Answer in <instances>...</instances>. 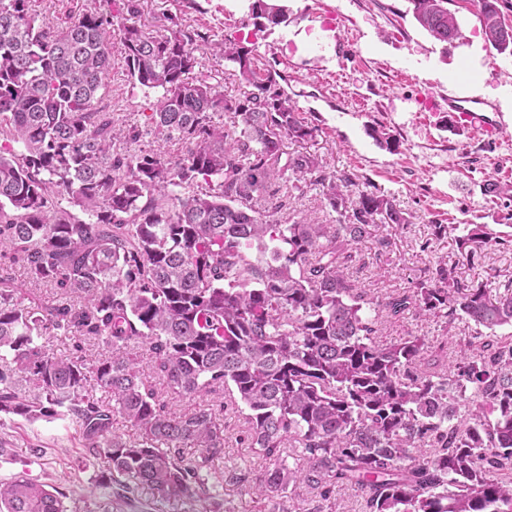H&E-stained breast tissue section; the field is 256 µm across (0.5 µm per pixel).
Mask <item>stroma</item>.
Wrapping results in <instances>:
<instances>
[{"label": "stroma", "mask_w": 512, "mask_h": 512, "mask_svg": "<svg viewBox=\"0 0 512 512\" xmlns=\"http://www.w3.org/2000/svg\"><path fill=\"white\" fill-rule=\"evenodd\" d=\"M253 0H140L133 24L163 30L180 25L204 38L195 72L239 97L249 88L232 64L212 55L210 43L227 37L255 47L259 65L279 71L284 89L319 132L314 140L288 143V151L318 155L332 170L347 172L363 190L383 193L410 217L404 227H382L385 251L374 240L358 247L352 275L368 297L384 300L426 278L437 263L454 266L466 283L503 290L512 281V247H487L467 257L456 240L465 225L484 224L512 234V198L487 192L491 182L512 184V56L490 50L474 0H451L462 35L438 43L416 22L410 0H285L289 20L255 25ZM38 23L63 26L68 16L104 13L108 0H31ZM474 97L495 109L499 126L486 133L448 112L449 93ZM156 93L132 87L120 50L112 52L108 88L99 103L115 125L139 122ZM382 130L397 149L376 140ZM444 225L436 234L435 225ZM425 337L448 361H455L476 336L474 324L408 315L382 318L379 337L393 341ZM233 436L216 470L237 466L252 477L266 460L241 447L244 420L226 415ZM0 480L24 474L65 496L66 505L111 504L112 512H186L184 505L124 479L93 485V466L79 446L76 425L62 418L16 423L0 416Z\"/></svg>", "instance_id": "35a3bbf8"}]
</instances>
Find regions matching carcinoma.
<instances>
[{
	"mask_svg": "<svg viewBox=\"0 0 512 512\" xmlns=\"http://www.w3.org/2000/svg\"><path fill=\"white\" fill-rule=\"evenodd\" d=\"M431 37L462 36L448 0H409ZM485 40L512 54L499 0H477ZM134 0L86 12L56 30L28 0H0V414L72 419L96 482L123 475L163 498L207 503L202 472L276 512L305 485L322 500L362 491L365 512H512V292L461 282L437 264L409 290L375 301L349 274L357 245L385 225L410 223L393 200L352 194V178L327 171L285 142L316 136L283 76L257 64L255 48L226 38L214 54L253 91L224 96L191 77L200 34L127 22ZM253 19L278 25L288 9L253 0ZM133 85L157 90L145 123L183 155L131 149L135 127L117 130L97 105L112 69L110 40ZM229 115L231 125L215 121ZM295 181L316 186L335 224L288 222ZM196 187L183 196L174 188ZM78 207L86 218L77 217ZM475 255L509 240L475 224L457 239ZM63 291L34 310L10 288L8 265ZM419 314L489 330L453 363H429L421 336L377 339L378 313ZM76 338L69 356L40 343ZM105 353L90 361L81 341ZM155 358L172 395L229 400L171 411L130 346ZM102 396L94 394V390ZM245 414L248 446L271 460L262 479L212 471L224 451V412ZM134 430H113L115 416ZM195 448L188 455L185 449ZM298 448L303 463L281 460ZM0 512L69 510L60 493L24 476L0 481Z\"/></svg>",
	"mask_w": 512,
	"mask_h": 512,
	"instance_id": "obj_1",
	"label": "carcinoma"
}]
</instances>
